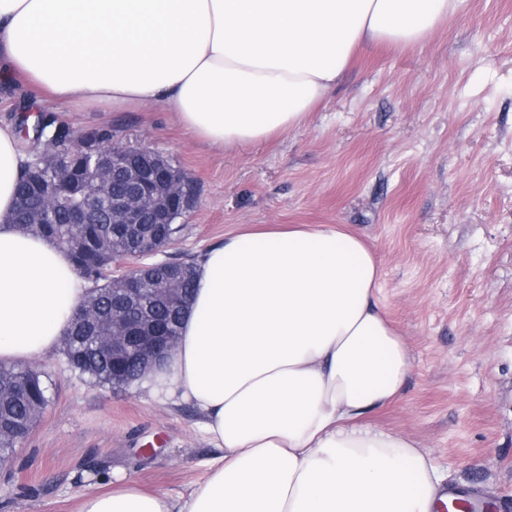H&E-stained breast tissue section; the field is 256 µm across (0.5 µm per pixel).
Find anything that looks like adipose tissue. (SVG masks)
<instances>
[{"label": "adipose tissue", "mask_w": 512, "mask_h": 512, "mask_svg": "<svg viewBox=\"0 0 512 512\" xmlns=\"http://www.w3.org/2000/svg\"><path fill=\"white\" fill-rule=\"evenodd\" d=\"M460 0H0V77L65 109L148 104L210 145L302 126L363 47L424 43ZM28 161L0 125V362L63 344L88 290L66 252L7 219ZM380 265L342 224L240 229L199 259L180 338L142 385L191 404L218 455L177 501L121 480L76 512H433L444 478L371 427L412 362Z\"/></svg>", "instance_id": "1"}]
</instances>
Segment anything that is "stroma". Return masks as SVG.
<instances>
[{"mask_svg":"<svg viewBox=\"0 0 512 512\" xmlns=\"http://www.w3.org/2000/svg\"><path fill=\"white\" fill-rule=\"evenodd\" d=\"M0 81V123L56 114L80 135L164 153L193 207L162 259L200 257L246 224H345L382 271L408 349L402 396L372 425L416 442L446 482L512 498V0H461L425 43L367 47L307 122L222 150L162 107L59 111ZM51 404L0 472V512H73L123 476L178 499L215 453L185 403L92 384L54 352Z\"/></svg>","mask_w":512,"mask_h":512,"instance_id":"1","label":"stroma"}]
</instances>
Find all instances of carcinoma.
I'll return each instance as SVG.
<instances>
[{
	"mask_svg": "<svg viewBox=\"0 0 512 512\" xmlns=\"http://www.w3.org/2000/svg\"><path fill=\"white\" fill-rule=\"evenodd\" d=\"M78 197L63 193L43 203L51 213L49 224H26L19 228L44 237L70 256L77 274L89 284L85 306L86 321L72 322L68 331L70 340L63 347L70 367L100 386L113 389L129 387L137 380V362L127 359L121 368L129 379L115 378L112 357L97 347L95 337L101 335L105 323L99 314L112 315V288L117 275L113 265L130 257L122 225L73 224L70 209ZM149 231L165 247L171 245L181 231L178 224L151 226ZM175 273L173 281L180 288L177 302L149 308L166 336L179 338L184 309L190 300L195 282V261L171 262ZM50 403L42 376L29 367L0 364V452L13 454L22 444Z\"/></svg>",
	"mask_w": 512,
	"mask_h": 512,
	"instance_id": "1",
	"label": "carcinoma"
}]
</instances>
